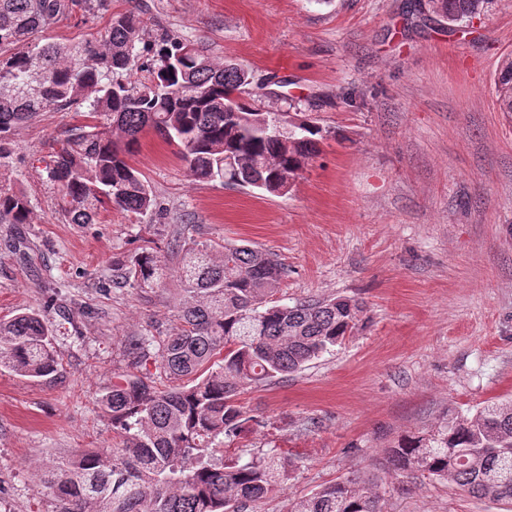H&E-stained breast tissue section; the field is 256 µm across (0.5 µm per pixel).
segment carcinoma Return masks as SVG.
<instances>
[{
  "label": "carcinoma",
  "instance_id": "carcinoma-1",
  "mask_svg": "<svg viewBox=\"0 0 512 512\" xmlns=\"http://www.w3.org/2000/svg\"><path fill=\"white\" fill-rule=\"evenodd\" d=\"M450 25H469L490 0H430ZM95 0H0V224H29L27 197L5 187L16 125L46 110L82 112L44 171L69 224H95L105 207L135 215L157 209L147 181L130 164L140 135L151 130L176 144L195 181L258 187L286 194L320 152L327 131L306 121L294 132L268 131L280 116L257 105L276 81H254L232 60L217 65L197 44L166 34L147 65L150 82L122 79L145 26L143 9L119 14L96 43L33 44L35 35L75 7ZM41 79V91H27ZM500 111L512 115V57L494 79ZM237 100L238 116L224 105ZM284 119L288 115L280 116ZM183 302L180 329L158 347V368L174 381L117 377L100 397L112 416L118 448L79 450L40 478L57 512H244L287 479L293 463L274 451L246 463L223 461V443L263 425L238 404V389L290 375L342 344L366 320L350 297L270 304L284 268L250 245L221 255L203 241H175ZM126 278L152 288L164 276L161 257L144 247L124 262ZM221 358L213 368L214 358ZM0 367L24 378L54 377L60 363L38 311L0 321ZM402 480L451 482L478 498L512 502V402H490L471 416L443 419L408 433L386 450ZM385 492L346 479L299 500L291 512H383Z\"/></svg>",
  "mask_w": 512,
  "mask_h": 512
}]
</instances>
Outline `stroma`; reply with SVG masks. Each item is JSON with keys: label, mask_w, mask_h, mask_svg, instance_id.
I'll use <instances>...</instances> for the list:
<instances>
[{"label": "stroma", "mask_w": 512, "mask_h": 512, "mask_svg": "<svg viewBox=\"0 0 512 512\" xmlns=\"http://www.w3.org/2000/svg\"><path fill=\"white\" fill-rule=\"evenodd\" d=\"M140 3L141 58L163 32L197 43L213 61L277 76L280 108L298 101L329 135L283 196L195 181L176 146L145 132L130 162L159 212L110 208L69 224L41 160L79 114L48 110L14 130L10 185L32 214L0 224V319L39 311L62 367L51 380L0 368V512H56L37 489L42 474L76 450L116 445L98 400L117 376L166 385L134 345L176 330L178 279L139 288L119 263L148 244L170 260V243L188 238L271 253L287 270L277 304L367 306L345 344L241 391L264 424L225 459L276 448L294 462L253 512H290L354 476L392 487L383 512H507L443 480L398 489L385 451L445 416L512 400V116L494 92L512 56V0L455 32L427 0H102L44 36L97 41Z\"/></svg>", "instance_id": "35a3bbf8"}]
</instances>
